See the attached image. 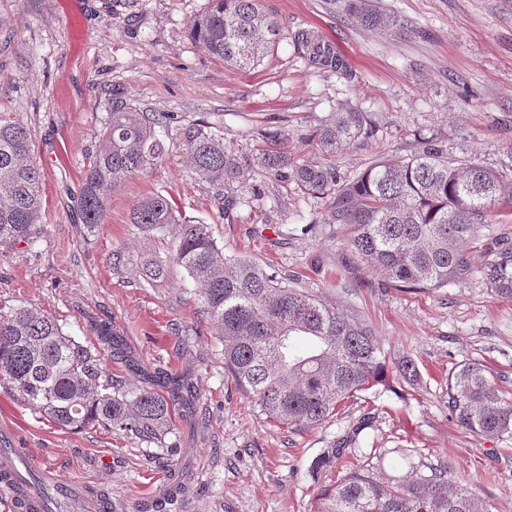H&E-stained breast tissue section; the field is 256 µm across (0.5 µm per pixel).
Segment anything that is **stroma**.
Listing matches in <instances>:
<instances>
[{
  "label": "stroma",
  "instance_id": "stroma-1",
  "mask_svg": "<svg viewBox=\"0 0 512 512\" xmlns=\"http://www.w3.org/2000/svg\"><path fill=\"white\" fill-rule=\"evenodd\" d=\"M380 4L407 22L410 35L363 29L350 0H263L281 36L256 68L241 71L190 35L207 0H0V113L30 128L43 198L41 240L0 248V306L42 309L86 345L100 346L95 327L111 322L115 345L100 346L109 371L126 388L169 397L174 424L161 445L101 428L65 431L0 386V448L29 450L60 482L107 489L113 512H157L178 470L191 491L166 512H318L323 489L376 455L397 476L407 473V457L448 465L492 512H512V440L476 438L448 414V374L469 360L490 368L512 398V298L496 296L480 274L496 242L512 240V208H495L469 243L466 279L416 292L358 261L336 225L321 223L324 199L258 169L241 204L224 215L188 167L173 127L159 134L161 163L109 193L95 232L84 229L77 206L81 174L119 100L175 113L183 124L207 120L243 158L257 154V130L284 129L302 160L316 149L307 134L350 103L371 113L378 129L337 151L336 167L349 179L381 157L410 155L420 135L455 157L499 167L512 120V0ZM301 29L329 42L346 74L311 65L294 41ZM465 87L472 95L463 100ZM255 184L261 197L249 191ZM153 193L209 224L225 254L274 269L372 322L386 383L312 430L266 420L225 372L192 281L176 270L149 285L134 273L164 253L128 222L132 205ZM119 247L128 264L117 269ZM407 359L418 371L410 381L397 374ZM334 446L342 458L312 471Z\"/></svg>",
  "mask_w": 512,
  "mask_h": 512
}]
</instances>
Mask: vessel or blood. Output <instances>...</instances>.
Segmentation results:
<instances>
[{"label": "vessel or blood", "mask_w": 512, "mask_h": 512, "mask_svg": "<svg viewBox=\"0 0 512 512\" xmlns=\"http://www.w3.org/2000/svg\"><path fill=\"white\" fill-rule=\"evenodd\" d=\"M52 468L32 458L0 453V496L16 503L20 512H44L40 486H56ZM68 512H101L103 505L80 483L65 485Z\"/></svg>", "instance_id": "b4317fda"}]
</instances>
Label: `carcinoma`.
I'll use <instances>...</instances> for the list:
<instances>
[{
    "mask_svg": "<svg viewBox=\"0 0 512 512\" xmlns=\"http://www.w3.org/2000/svg\"><path fill=\"white\" fill-rule=\"evenodd\" d=\"M360 25L385 34L408 33L405 21L378 0H352ZM281 27L261 0H208L190 24L209 54L241 70L270 52ZM310 61L339 74L342 59L306 32L295 34ZM170 112L131 103L110 113L84 172L78 207L86 228L104 222L105 190L145 175L162 159L157 128ZM375 131L369 113L346 103L313 132L320 156L303 163L288 149V133L261 130L264 143L252 166L279 182L327 199L323 223L337 224L346 244L392 286L445 288L471 270L465 245L491 221V210L512 205V144L507 161L488 168L458 161L442 142L417 141L408 158L385 157L349 180L326 156ZM192 172L212 189L219 208L240 203L245 160L224 150V135L206 122L180 128ZM41 175L23 121L0 113V247L35 245L43 236ZM129 223L165 243L166 259L142 268L150 283L182 270L196 288L199 313L218 329L224 368L269 420L295 431L313 429L342 404L386 381L374 328L295 287L250 260L224 255L210 227L183 215L162 194L138 200ZM496 295L512 297V242L497 244L482 269ZM0 384L25 406L65 430L99 426L162 443L171 432V401L146 389L129 391L103 366L99 351L66 334L36 307L0 308ZM448 412L479 439H512V400L484 364L465 362L448 375ZM405 476L388 474L381 460L344 475L321 493L319 512H492L471 485L446 466L409 462Z\"/></svg>",
    "mask_w": 512,
    "mask_h": 512,
    "instance_id": "cac0c4a2",
    "label": "carcinoma"
}]
</instances>
